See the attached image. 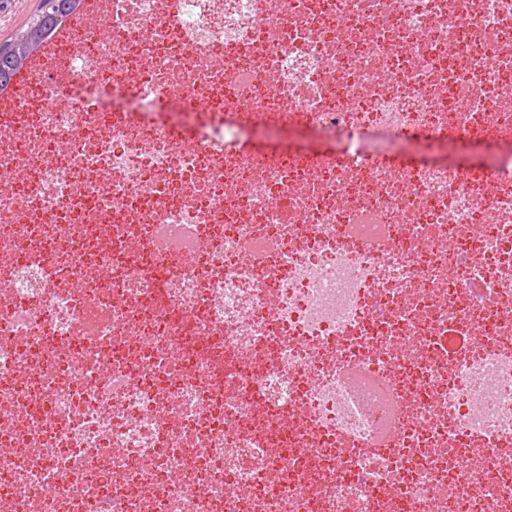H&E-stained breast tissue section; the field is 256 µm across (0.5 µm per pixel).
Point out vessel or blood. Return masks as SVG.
Returning <instances> with one entry per match:
<instances>
[{
	"instance_id": "1",
	"label": "vessel or blood",
	"mask_w": 512,
	"mask_h": 512,
	"mask_svg": "<svg viewBox=\"0 0 512 512\" xmlns=\"http://www.w3.org/2000/svg\"><path fill=\"white\" fill-rule=\"evenodd\" d=\"M99 10V0H81L79 8L67 17L41 44L38 52L17 69L7 89L0 91V105L10 106L31 99L39 80L58 67L61 46L83 36L86 24Z\"/></svg>"
}]
</instances>
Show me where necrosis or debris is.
<instances>
[{
	"label": "necrosis or debris",
	"mask_w": 512,
	"mask_h": 512,
	"mask_svg": "<svg viewBox=\"0 0 512 512\" xmlns=\"http://www.w3.org/2000/svg\"><path fill=\"white\" fill-rule=\"evenodd\" d=\"M103 24L0 130V512H512V0ZM486 126L491 181L391 161Z\"/></svg>",
	"instance_id": "4bbe7bcc"
}]
</instances>
